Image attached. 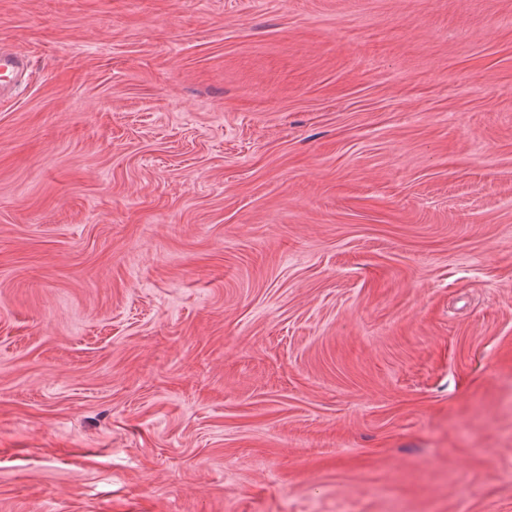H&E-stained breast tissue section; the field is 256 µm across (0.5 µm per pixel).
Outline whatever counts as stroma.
<instances>
[{
  "label": "stroma",
  "instance_id": "obj_1",
  "mask_svg": "<svg viewBox=\"0 0 512 512\" xmlns=\"http://www.w3.org/2000/svg\"><path fill=\"white\" fill-rule=\"evenodd\" d=\"M0 512H512V0H0ZM25 58V55L17 51L12 52L0 49V71L2 74L9 73L11 75V79L6 82V85L13 87L20 82L18 77L24 72Z\"/></svg>",
  "mask_w": 512,
  "mask_h": 512
}]
</instances>
